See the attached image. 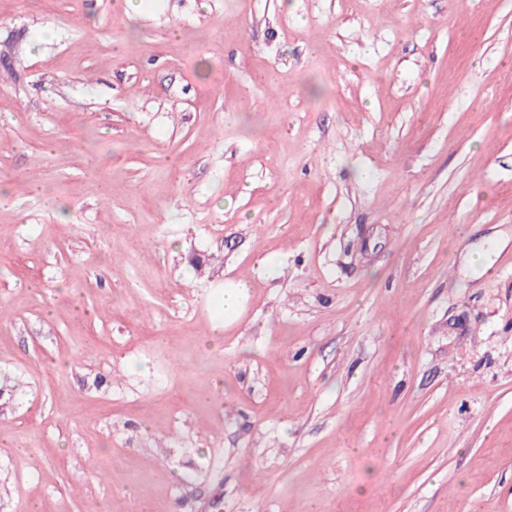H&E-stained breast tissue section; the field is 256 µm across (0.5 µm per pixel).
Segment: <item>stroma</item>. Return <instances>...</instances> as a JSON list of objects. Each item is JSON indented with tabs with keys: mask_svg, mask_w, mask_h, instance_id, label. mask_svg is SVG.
Instances as JSON below:
<instances>
[{
	"mask_svg": "<svg viewBox=\"0 0 512 512\" xmlns=\"http://www.w3.org/2000/svg\"><path fill=\"white\" fill-rule=\"evenodd\" d=\"M119 2L0 0V512H512V0Z\"/></svg>",
	"mask_w": 512,
	"mask_h": 512,
	"instance_id": "1",
	"label": "stroma"
}]
</instances>
